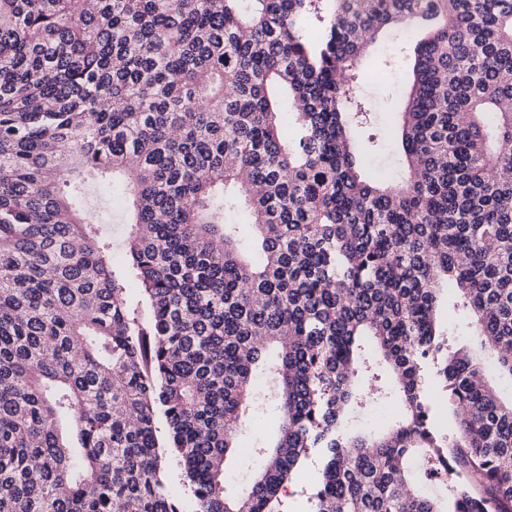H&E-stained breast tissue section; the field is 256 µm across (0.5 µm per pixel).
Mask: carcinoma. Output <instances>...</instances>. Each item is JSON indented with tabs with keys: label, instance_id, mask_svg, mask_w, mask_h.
I'll return each instance as SVG.
<instances>
[{
	"label": "carcinoma",
	"instance_id": "cac0c4a2",
	"mask_svg": "<svg viewBox=\"0 0 512 512\" xmlns=\"http://www.w3.org/2000/svg\"><path fill=\"white\" fill-rule=\"evenodd\" d=\"M88 2L0 0V512H185L159 410L192 512H273L312 452L313 512H512V0ZM399 24L394 190L347 71ZM87 209L88 211H97L94 217L95 224H101L105 232L112 234L113 239L119 245L115 257L117 261H121L124 258V253L121 250L123 221L119 205L112 198L103 195L96 187H91L87 198Z\"/></svg>",
	"mask_w": 512,
	"mask_h": 512
}]
</instances>
